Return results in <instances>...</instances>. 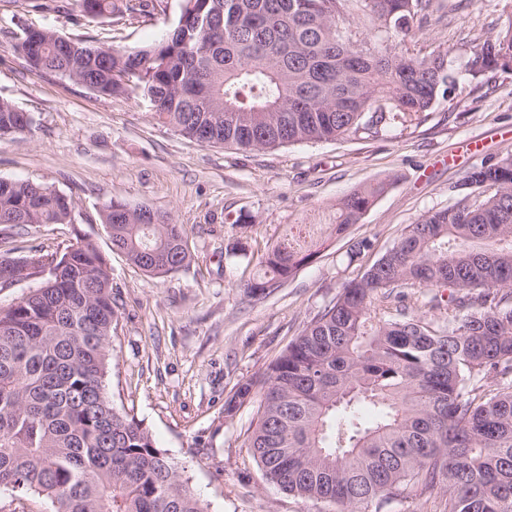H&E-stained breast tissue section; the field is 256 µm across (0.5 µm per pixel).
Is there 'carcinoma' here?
<instances>
[{
  "label": "carcinoma",
  "mask_w": 512,
  "mask_h": 512,
  "mask_svg": "<svg viewBox=\"0 0 512 512\" xmlns=\"http://www.w3.org/2000/svg\"><path fill=\"white\" fill-rule=\"evenodd\" d=\"M86 14L154 15L153 0H80ZM435 0H182L162 41L105 55L41 29L27 61L100 95L138 91L152 118L202 144L272 149L419 124L512 58V23L458 54L408 47ZM33 117L0 100V136ZM457 201L408 225L347 281L270 365L238 383L232 415L259 399L248 448L268 483L368 512L439 488L444 512H512V154L481 163ZM385 182L336 200L330 223L290 224L245 284L267 295L359 222ZM73 199L0 179V224H70ZM112 247L151 276L191 263L182 225L112 200ZM53 274L0 310V488L55 512H207L165 451L112 407L104 379L112 321L108 260L85 240L0 256L3 282ZM426 288L431 321L407 303ZM494 386L487 385V382Z\"/></svg>",
  "instance_id": "carcinoma-1"
}]
</instances>
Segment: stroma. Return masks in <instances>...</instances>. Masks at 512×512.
<instances>
[{
	"mask_svg": "<svg viewBox=\"0 0 512 512\" xmlns=\"http://www.w3.org/2000/svg\"><path fill=\"white\" fill-rule=\"evenodd\" d=\"M181 0H161L151 20L82 15L31 0H0V99L31 113V131L0 139V178L35 180L72 196L69 224H0V254L63 248L81 236L109 260L118 320L105 385L113 407L142 421L208 512H334L331 505L269 485L247 446L257 407L226 415L238 382L269 366L340 292L422 215L453 204L466 171L512 153V70L493 73L470 97L434 107L415 128L387 137H347L267 150L189 141L151 117L138 94L102 96L30 67L12 45L21 25L67 39L131 50L176 26ZM504 25L493 0H463L435 12L413 48L456 45ZM387 189L349 235L337 239L262 300L240 281L287 225L316 224L336 200L374 181ZM146 204L184 225L192 262L153 277L112 249L104 204ZM249 257L228 255L237 237ZM370 251L352 257L354 241Z\"/></svg>",
	"mask_w": 512,
	"mask_h": 512,
	"instance_id": "35a3bbf8",
	"label": "stroma"
}]
</instances>
